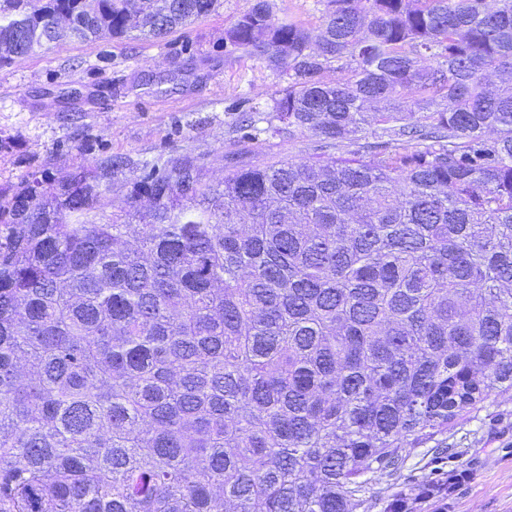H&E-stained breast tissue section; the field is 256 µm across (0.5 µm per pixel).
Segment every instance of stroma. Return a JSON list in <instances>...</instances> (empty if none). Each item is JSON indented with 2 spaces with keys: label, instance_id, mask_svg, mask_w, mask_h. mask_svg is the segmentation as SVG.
<instances>
[{
  "label": "stroma",
  "instance_id": "35a3bbf8",
  "mask_svg": "<svg viewBox=\"0 0 512 512\" xmlns=\"http://www.w3.org/2000/svg\"><path fill=\"white\" fill-rule=\"evenodd\" d=\"M250 0H220L216 12L195 20L168 42L101 36L64 39L0 68V187L28 172L62 179L85 164L83 145L127 156L133 167L113 179L105 215L126 206L136 163L157 157L190 158L206 183L222 181L234 161H309L321 153L314 133L269 134L240 140L231 97L245 94L270 107L287 81L249 54L224 50V33ZM195 43V60L179 55ZM110 62H101V53ZM465 470L447 512H512V399L460 418L447 433L413 449L393 475L365 484L355 512H387L394 499L413 498L425 484Z\"/></svg>",
  "mask_w": 512,
  "mask_h": 512
}]
</instances>
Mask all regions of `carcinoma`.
Returning <instances> with one entry per match:
<instances>
[{
    "instance_id": "obj_1",
    "label": "carcinoma",
    "mask_w": 512,
    "mask_h": 512,
    "mask_svg": "<svg viewBox=\"0 0 512 512\" xmlns=\"http://www.w3.org/2000/svg\"><path fill=\"white\" fill-rule=\"evenodd\" d=\"M218 5L0 0V67L64 11L163 41ZM327 7L314 36L253 0L225 51L288 85L227 110L244 139L371 132L352 155L217 185L146 160L103 222L121 155L0 190V512H353L363 477L512 396V0Z\"/></svg>"
}]
</instances>
